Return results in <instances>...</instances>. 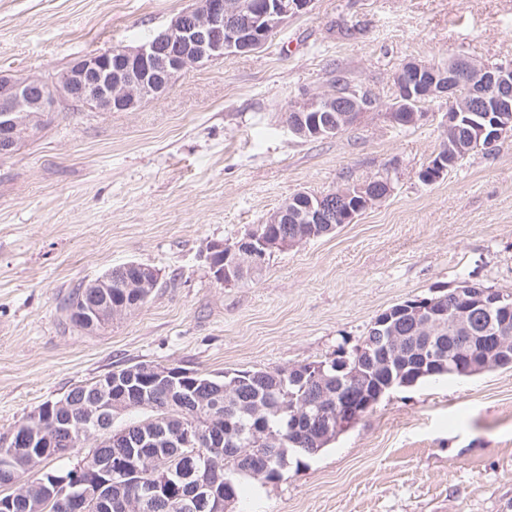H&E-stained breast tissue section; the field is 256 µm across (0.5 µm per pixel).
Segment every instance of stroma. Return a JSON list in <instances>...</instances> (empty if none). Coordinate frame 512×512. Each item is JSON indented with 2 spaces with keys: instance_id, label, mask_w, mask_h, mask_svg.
<instances>
[{
  "instance_id": "stroma-1",
  "label": "stroma",
  "mask_w": 512,
  "mask_h": 512,
  "mask_svg": "<svg viewBox=\"0 0 512 512\" xmlns=\"http://www.w3.org/2000/svg\"><path fill=\"white\" fill-rule=\"evenodd\" d=\"M194 0H0V71L48 79L74 57L135 47ZM512 63V0H312L261 48L183 70L132 112L63 108L0 156V434L45 401L135 363L219 375L351 352L391 306L463 283L512 295V135L442 179L420 171L448 136L447 98L390 120L409 61ZM376 109L325 139L291 102L337 72ZM388 175L352 223L226 285L208 245L238 241L294 192ZM130 261L158 284L86 331L62 303ZM230 512H512V366L384 395L326 448Z\"/></svg>"
}]
</instances>
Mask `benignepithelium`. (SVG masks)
Returning a JSON list of instances; mask_svg holds the SVG:
<instances>
[{"label":"benign epithelium","instance_id":"obj_1","mask_svg":"<svg viewBox=\"0 0 512 512\" xmlns=\"http://www.w3.org/2000/svg\"><path fill=\"white\" fill-rule=\"evenodd\" d=\"M311 0H266L258 7L252 0H195V7L185 10L171 20L170 24L155 32L149 40L138 46L109 48L74 59L62 72L53 90L41 78H20L0 71V154H11L18 141L30 131L32 125L58 111L59 103H78L86 109L98 112H131L149 96L161 94L170 89L180 72L189 66L204 65L224 58L227 53H250L262 47L269 38L288 20L307 10ZM399 96L392 106L393 112H405V101L413 96H448V130L461 112H497L494 132L485 145L492 146L504 135L512 132V64L490 63L471 60L463 65L437 72L436 68L418 63L405 64L398 73ZM289 127L297 131L299 126L309 125L307 134L321 136L335 130L334 122L321 121L325 112L338 113V121L348 125L354 123L365 111L358 94H343L338 90L319 94L296 102L289 107ZM368 185L357 186L356 193L345 189L325 194L311 195L308 191L294 193L284 206L267 219L269 224H283L288 215L299 208L298 219L304 224H329L336 222V201H348L359 195L353 207L344 211L343 223L352 222L356 215L368 208L377 198L367 193ZM267 245L245 238L234 246L222 242L212 243L207 248L206 261L219 282L241 275L247 266L261 263ZM144 273L140 286H147V277L157 275L155 269L136 261L127 262L117 268L125 280L113 278L108 271L83 287L102 297V302L90 300L72 311L74 319L88 331L97 329L102 307L115 316L129 310L127 301L112 300V289L125 288L130 275ZM512 310L511 304L493 305L470 293L459 294L448 309L438 307L435 301L419 299L396 307L398 315L406 316L414 329L430 334L443 324L460 334L459 345L443 353L428 342L423 355L424 363L434 365L448 360V371H456L454 364L460 361L464 349L474 340L476 319L485 317L488 323L480 330V351L482 356L468 362L461 369L464 374H478L489 369L512 365V336L503 332L499 319ZM374 333L381 346L386 362L400 356L405 347V338L390 319L384 317L375 323ZM144 372L152 379L167 387L169 395H179L183 390L186 373L172 366H145ZM296 372L302 375L306 386L321 390L324 387V371L321 369L302 370L292 367L278 370L281 375ZM142 377L136 372H114L97 379L98 400L81 408L79 414L71 411L70 402L62 399L43 407V418L53 421L60 429H72L85 422L96 421L99 414L121 412L132 396L144 393L140 388ZM342 387L349 388L347 394L337 391L336 405L320 409L310 416L325 433L339 435L346 431L367 411L374 400L365 398V393L352 375L340 377ZM180 458L187 466H193V458L200 455L199 445L204 443L200 428L187 422H180L175 428ZM144 458L135 453L120 451L109 458H98L92 454L84 456L69 472L53 475L42 482L47 497L64 498L81 512L89 504L105 512L109 509L103 491L112 483V477L119 476L134 484ZM169 492V486L157 482L143 489L135 498L132 507L141 510ZM234 499L224 500L216 493V486L198 478L192 491L178 497L177 507L184 512H223L224 505Z\"/></svg>","mask_w":512,"mask_h":512}]
</instances>
